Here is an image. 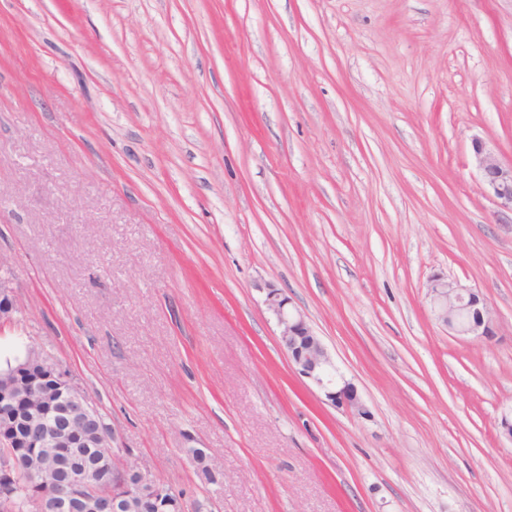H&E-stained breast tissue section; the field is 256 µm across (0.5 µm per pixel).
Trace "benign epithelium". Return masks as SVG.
<instances>
[{
  "instance_id": "obj_1",
  "label": "benign epithelium",
  "mask_w": 512,
  "mask_h": 512,
  "mask_svg": "<svg viewBox=\"0 0 512 512\" xmlns=\"http://www.w3.org/2000/svg\"><path fill=\"white\" fill-rule=\"evenodd\" d=\"M472 161L496 206L512 212V161L505 162L482 139L472 140ZM264 303L276 319L279 343L289 361L304 377L326 390L327 398L361 418L370 415L354 384L336 381L333 362L320 337L311 328L303 312L292 306L289 298L269 285L264 288ZM428 295L436 321L453 336H492L496 319L492 308L477 291L456 281L434 277L428 283ZM15 312L11 288L0 280V323L9 321ZM65 403L68 426L63 428L54 418V408ZM27 413L39 426L34 447L61 448L70 436V427L94 419L98 411L89 398L72 383L67 370L57 363L30 351L27 358L11 373H0V446L9 449V457L0 459V478L10 476L9 459L14 449L22 447L19 433L20 414ZM99 447L113 451L112 460L127 471L138 474L140 484L157 482L140 471L116 445L115 433L99 436ZM33 479L47 486L33 502V512H56L60 501L98 500L110 506L123 498L133 497L130 487L101 486L87 476L59 486L41 472Z\"/></svg>"
}]
</instances>
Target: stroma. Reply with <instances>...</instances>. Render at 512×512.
I'll return each mask as SVG.
<instances>
[{
	"instance_id": "35a3bbf8",
	"label": "stroma",
	"mask_w": 512,
	"mask_h": 512,
	"mask_svg": "<svg viewBox=\"0 0 512 512\" xmlns=\"http://www.w3.org/2000/svg\"><path fill=\"white\" fill-rule=\"evenodd\" d=\"M475 137L512 160V0H0V361L67 368L186 512H512V214ZM434 275L495 335L448 334ZM471 146L473 164L496 206L512 213V161H503L480 138H474ZM427 288L433 315L450 335H494V312L478 291L441 277L431 278ZM264 303L276 319L279 343L289 361L304 377L326 390L327 398L361 418L370 415L369 409L358 395L357 388L348 381L338 383L333 375V362L320 337L311 328L303 312L292 306L289 298L279 289L267 285Z\"/></svg>"
}]
</instances>
